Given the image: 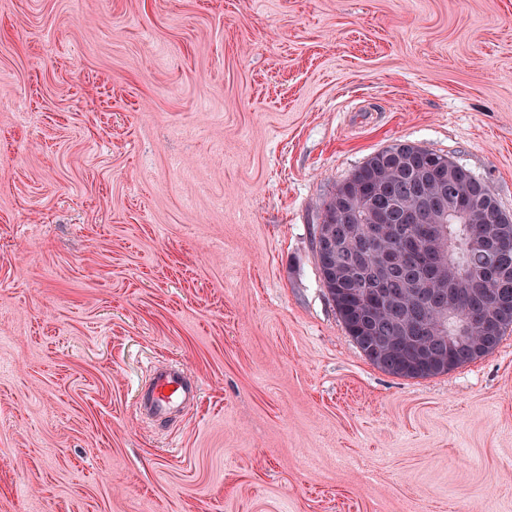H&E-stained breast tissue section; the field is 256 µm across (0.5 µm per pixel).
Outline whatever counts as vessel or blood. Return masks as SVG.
Listing matches in <instances>:
<instances>
[{"mask_svg": "<svg viewBox=\"0 0 512 512\" xmlns=\"http://www.w3.org/2000/svg\"><path fill=\"white\" fill-rule=\"evenodd\" d=\"M199 386L176 367L158 368L151 374L140 401V410L149 416H160L175 406L195 400Z\"/></svg>", "mask_w": 512, "mask_h": 512, "instance_id": "b4317fda", "label": "vessel or blood"}]
</instances>
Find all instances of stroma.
<instances>
[{"mask_svg":"<svg viewBox=\"0 0 512 512\" xmlns=\"http://www.w3.org/2000/svg\"><path fill=\"white\" fill-rule=\"evenodd\" d=\"M402 142L512 216V0H0V512H512V331L397 377L320 280ZM199 386L176 367L156 368L145 386L140 410L149 416H160L175 406L199 397Z\"/></svg>","mask_w":512,"mask_h":512,"instance_id":"1","label":"stroma"}]
</instances>
